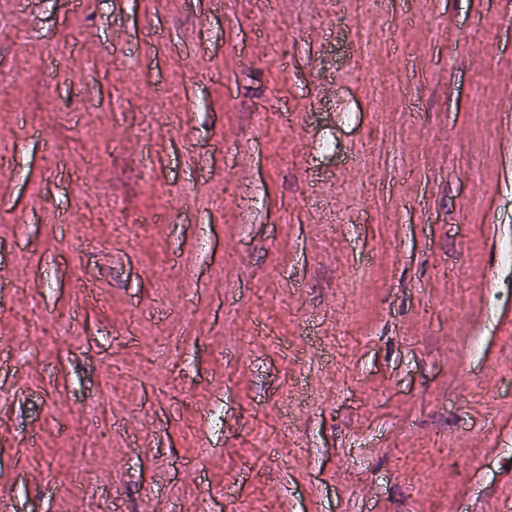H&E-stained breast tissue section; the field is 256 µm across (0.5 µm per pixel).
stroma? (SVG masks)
Here are the masks:
<instances>
[{"mask_svg": "<svg viewBox=\"0 0 512 512\" xmlns=\"http://www.w3.org/2000/svg\"><path fill=\"white\" fill-rule=\"evenodd\" d=\"M511 102L502 0H0L7 512H504Z\"/></svg>", "mask_w": 512, "mask_h": 512, "instance_id": "1", "label": "stroma"}]
</instances>
